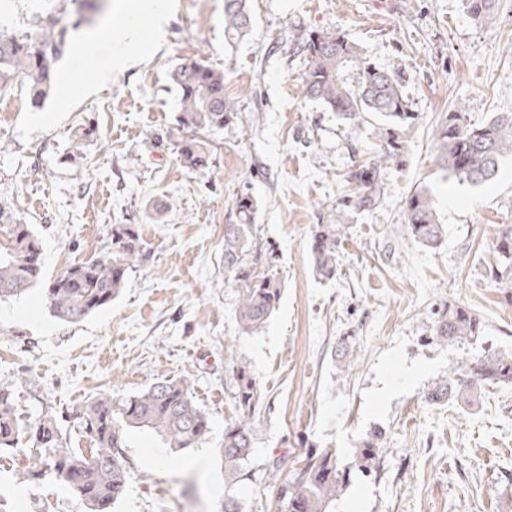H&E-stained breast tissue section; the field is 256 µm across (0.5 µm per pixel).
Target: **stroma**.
<instances>
[{"label":"stroma","instance_id":"obj_1","mask_svg":"<svg viewBox=\"0 0 512 512\" xmlns=\"http://www.w3.org/2000/svg\"><path fill=\"white\" fill-rule=\"evenodd\" d=\"M162 28L148 14L132 61L97 80L89 31L58 59L59 90L32 105L24 83L0 92V209L31 224L45 278L106 251L112 227L136 225L146 259L112 304L77 323L54 316L42 285L0 301V381L14 383L20 412L73 410L121 399L160 379H188L210 420L195 447H161L146 431L125 436L128 479L112 512H169V495L193 477L200 512H219L224 471L217 450L234 419L232 367L247 366L263 406L251 421L257 474L243 512H272L276 485L262 474L291 466L308 445L350 459L384 432L378 474L355 476L331 512H512V386L486 388L478 404L424 397L449 370L512 349V275L492 277L495 246L512 224V157L472 185L435 162L433 129L465 107L470 121L512 112V0L481 23L464 0H250V33L224 40V0H166ZM59 0H0V30L27 32ZM336 31L376 66L401 71L414 120L403 163L379 179L377 208L349 210L335 279L315 275L313 225L331 223L346 174L379 145L377 119L345 126L303 96L309 33ZM204 60L224 74L237 119L211 131L208 174L176 160L175 65ZM95 128L81 153L72 132ZM425 190L448 238L419 245L404 228L406 198ZM257 204L254 254H275L282 298L265 329L242 334L237 289L225 282L224 227L234 200ZM471 308L482 332L443 347L431 340L439 304ZM19 453H0V512H85L54 480L18 481Z\"/></svg>","mask_w":512,"mask_h":512}]
</instances>
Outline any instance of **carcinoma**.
Wrapping results in <instances>:
<instances>
[{"mask_svg":"<svg viewBox=\"0 0 512 512\" xmlns=\"http://www.w3.org/2000/svg\"><path fill=\"white\" fill-rule=\"evenodd\" d=\"M98 0H71V25L37 27L23 35L0 32V91L21 78L34 105L45 101L54 85L52 61L72 47V34L91 25ZM470 15L481 23L494 17L496 0H466ZM252 27L247 0H224V39L244 38ZM300 49L308 57L302 89L321 102L348 128L359 127L369 116L379 119V149L364 165L347 173L346 182L354 206L374 209L380 202V171L406 153L407 132L413 114L401 91L400 71L382 70L369 61L340 33L327 31L303 38ZM357 74L345 78L347 70ZM172 80L180 96L176 118V154L180 164L201 174L213 167L209 144L196 136L203 129L222 128L237 118L235 103L224 95V74L202 61L178 65ZM435 162L449 175L472 185L492 179L501 160L512 155V113L501 112L483 123H470L466 113L450 112L435 128ZM405 229L421 246L441 247L447 232L440 224L431 197L424 191L405 200ZM256 203L248 195L237 198V222L224 225V270L228 283L239 288L237 323L241 333L260 332L281 298V281L272 271H256L251 239ZM6 223H1V219ZM345 233L342 216L332 224H316L310 253L316 275L336 277L338 249ZM498 269L512 271V225L500 231L496 244ZM41 243L31 225L21 224L0 211V300L17 297L42 278ZM143 255L140 236L133 224L112 225L111 246L103 253L67 267L46 288L54 315L79 322L107 307L125 286L127 270ZM433 336L437 344L453 346L479 335L481 321L468 307L442 304L435 312ZM233 401L236 419L224 424V443L219 457L224 465V510L242 512L240 492L253 476L249 467L253 451L249 419L259 406L260 393L247 367L234 369ZM512 385V350L492 352L463 362L449 371L426 394L433 404L452 401L473 407L488 386ZM187 379H164L128 398L116 401L98 397L69 415L44 410L34 420L17 411L12 386L0 382V450H14L24 438L45 451V458L29 456L19 465L18 479L35 481L49 475L66 485L84 503L87 512H109L122 497L127 483L124 435L131 430L152 432L165 448H190L210 432V422L194 403ZM80 420L83 433L95 445L85 455L71 448L61 422ZM382 432L373 431L344 462L334 448L310 449L300 465L275 469L268 477L277 484L275 512H328L350 483L355 470L379 468Z\"/></svg>","mask_w":512,"mask_h":512,"instance_id":"carcinoma-1","label":"carcinoma"}]
</instances>
